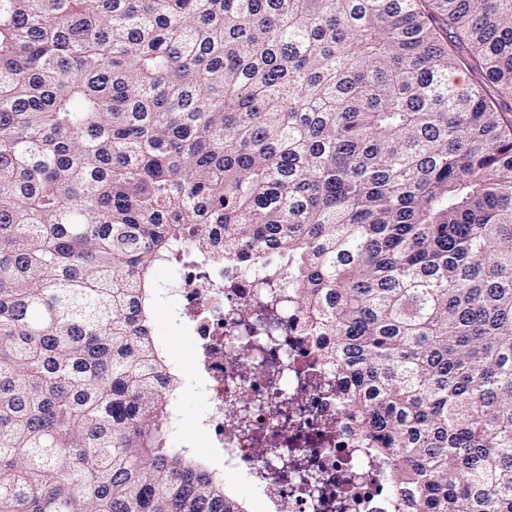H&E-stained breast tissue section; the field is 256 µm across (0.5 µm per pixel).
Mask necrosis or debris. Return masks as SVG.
I'll return each mask as SVG.
<instances>
[{
    "instance_id": "obj_1",
    "label": "necrosis or debris",
    "mask_w": 512,
    "mask_h": 512,
    "mask_svg": "<svg viewBox=\"0 0 512 512\" xmlns=\"http://www.w3.org/2000/svg\"><path fill=\"white\" fill-rule=\"evenodd\" d=\"M197 278L177 262L166 293L194 340L209 403L201 430L225 473L266 494L273 512H403L387 462L342 408L346 377L322 363L297 309L280 310L281 334L249 336L242 326L262 305L250 275L219 262L206 288Z\"/></svg>"
}]
</instances>
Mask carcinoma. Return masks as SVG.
<instances>
[{"mask_svg":"<svg viewBox=\"0 0 512 512\" xmlns=\"http://www.w3.org/2000/svg\"><path fill=\"white\" fill-rule=\"evenodd\" d=\"M184 244L290 290L405 512H512V0H0V512H246L167 447Z\"/></svg>","mask_w":512,"mask_h":512,"instance_id":"carcinoma-1","label":"carcinoma"}]
</instances>
